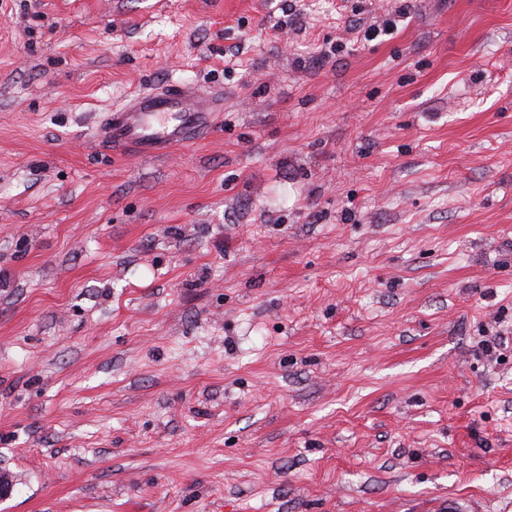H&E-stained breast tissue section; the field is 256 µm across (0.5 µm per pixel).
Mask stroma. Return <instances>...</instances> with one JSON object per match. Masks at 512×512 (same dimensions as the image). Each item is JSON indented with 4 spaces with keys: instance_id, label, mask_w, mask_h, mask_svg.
I'll list each match as a JSON object with an SVG mask.
<instances>
[{
    "instance_id": "stroma-1",
    "label": "stroma",
    "mask_w": 512,
    "mask_h": 512,
    "mask_svg": "<svg viewBox=\"0 0 512 512\" xmlns=\"http://www.w3.org/2000/svg\"><path fill=\"white\" fill-rule=\"evenodd\" d=\"M172 80L204 139L97 146ZM0 471V512H512V0H0Z\"/></svg>"
}]
</instances>
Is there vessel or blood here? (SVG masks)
<instances>
[{"mask_svg": "<svg viewBox=\"0 0 512 512\" xmlns=\"http://www.w3.org/2000/svg\"><path fill=\"white\" fill-rule=\"evenodd\" d=\"M223 110V97L185 83L170 84L113 107L100 138L117 155L161 157L209 132Z\"/></svg>", "mask_w": 512, "mask_h": 512, "instance_id": "vessel-or-blood-1", "label": "vessel or blood"}]
</instances>
